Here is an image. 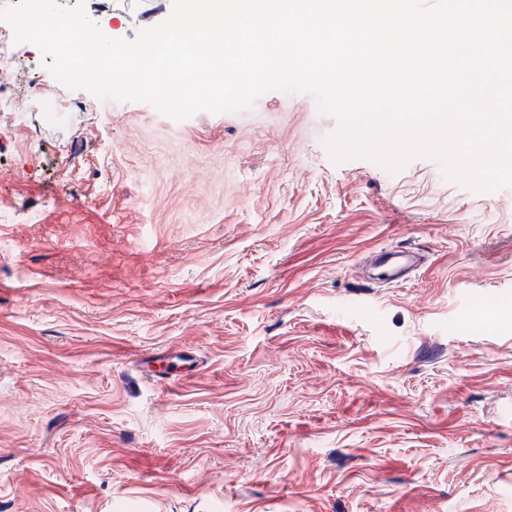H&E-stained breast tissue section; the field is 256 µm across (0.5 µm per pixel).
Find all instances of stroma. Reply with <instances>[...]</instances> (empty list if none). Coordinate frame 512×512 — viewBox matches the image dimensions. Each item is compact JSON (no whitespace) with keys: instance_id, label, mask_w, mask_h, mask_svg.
<instances>
[{"instance_id":"35a3bbf8","label":"stroma","mask_w":512,"mask_h":512,"mask_svg":"<svg viewBox=\"0 0 512 512\" xmlns=\"http://www.w3.org/2000/svg\"><path fill=\"white\" fill-rule=\"evenodd\" d=\"M134 39L172 0H84ZM0 112V512H512V187L334 161L304 93ZM413 247L404 282L363 260Z\"/></svg>"}]
</instances>
